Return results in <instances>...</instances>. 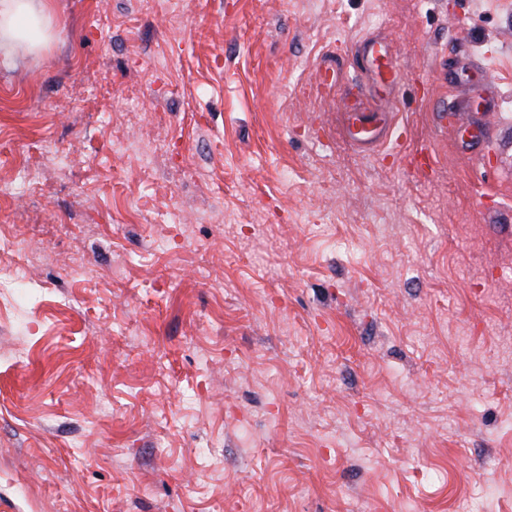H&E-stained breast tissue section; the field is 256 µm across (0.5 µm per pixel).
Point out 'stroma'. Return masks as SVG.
I'll return each mask as SVG.
<instances>
[{"mask_svg": "<svg viewBox=\"0 0 512 512\" xmlns=\"http://www.w3.org/2000/svg\"><path fill=\"white\" fill-rule=\"evenodd\" d=\"M52 4L0 64V512H512V0ZM368 37L402 145L342 135Z\"/></svg>", "mask_w": 512, "mask_h": 512, "instance_id": "obj_1", "label": "stroma"}]
</instances>
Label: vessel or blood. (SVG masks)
I'll return each mask as SVG.
<instances>
[{"label":"vessel or blood","mask_w":512,"mask_h":512,"mask_svg":"<svg viewBox=\"0 0 512 512\" xmlns=\"http://www.w3.org/2000/svg\"><path fill=\"white\" fill-rule=\"evenodd\" d=\"M356 60L369 72L370 79L358 85L355 92L348 96L352 122L346 135L354 143L376 146L390 137L394 111L392 98L378 94L377 89L381 86H397L401 75L390 61L387 48L377 41H361Z\"/></svg>","instance_id":"vessel-or-blood-1"}]
</instances>
